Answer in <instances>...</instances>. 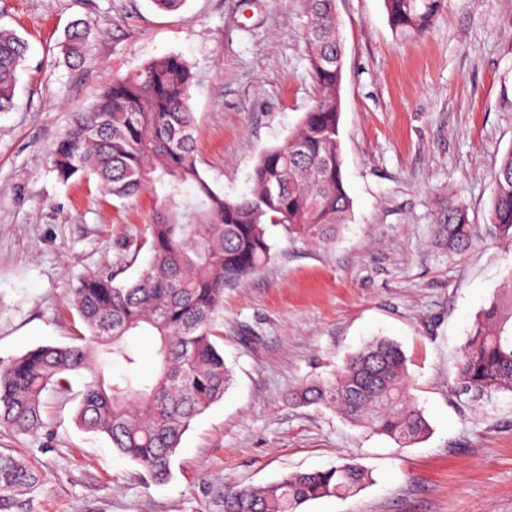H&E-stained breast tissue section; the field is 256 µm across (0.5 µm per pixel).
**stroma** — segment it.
<instances>
[{
  "label": "stroma",
  "instance_id": "1",
  "mask_svg": "<svg viewBox=\"0 0 512 512\" xmlns=\"http://www.w3.org/2000/svg\"><path fill=\"white\" fill-rule=\"evenodd\" d=\"M336 11L349 224L328 247L269 226L272 260L225 289L216 321L232 384L192 421L168 482L78 427L73 400L47 397L48 431L0 430V449L40 476L24 512H223L224 486L344 461L370 482L302 512H512V392L475 401L457 388L472 326L512 283V246L488 231L492 171L512 150V0H443L410 37L383 0H336ZM78 19L94 27L73 67L61 45ZM307 23L306 0H185L175 11L152 0H0V28L29 45L15 107L0 112V360L83 334L71 289L112 265L156 213L150 194L116 200L96 181L58 180L50 153L72 112L110 76L181 56L194 74L197 167L239 198L259 154L282 145L319 97ZM456 203L474 226L461 255L433 232ZM372 339L404 351L431 427L404 448L288 399Z\"/></svg>",
  "mask_w": 512,
  "mask_h": 512
}]
</instances>
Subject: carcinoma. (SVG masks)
I'll use <instances>...</instances> for the list:
<instances>
[{
  "label": "carcinoma",
  "mask_w": 512,
  "mask_h": 512,
  "mask_svg": "<svg viewBox=\"0 0 512 512\" xmlns=\"http://www.w3.org/2000/svg\"><path fill=\"white\" fill-rule=\"evenodd\" d=\"M308 64L320 90L288 141L258 157L249 193L230 200L200 173L190 99L194 76L187 62L170 55L125 76L109 78L99 98L72 114L52 151L57 177L94 178L116 199L149 191L161 210L143 237L125 242L123 259L142 248L150 258L144 274L117 284L120 263L82 277L69 303L87 331L81 343L32 348L0 362V428L17 434L47 428L44 397L68 399L71 379L85 374L74 419L109 439L120 455L153 481L171 475V460L193 419L224 397L232 373L214 340L224 289L259 272L271 259L266 225L280 224L306 242L328 245L350 221L340 144L344 47L336 0H307ZM400 34L421 33L441 0H384ZM91 32L81 22L64 45L80 62ZM27 46L0 29V112L14 107L19 67ZM495 185L491 234L512 242V149L492 174ZM436 243L452 253L473 238L467 209L458 203L434 225ZM153 340L151 377L136 373L134 341ZM113 361L126 373L109 377ZM457 381L474 400L512 391V288L494 296L462 349ZM406 357L386 339L365 343L328 379L290 394L302 405L334 408L401 447L424 437L429 423L412 393ZM369 480L361 466L344 462L324 470L294 472L263 488L224 487V512H300L305 503L352 494ZM39 475L24 460L0 452V512L35 490Z\"/></svg>",
  "instance_id": "1"
}]
</instances>
